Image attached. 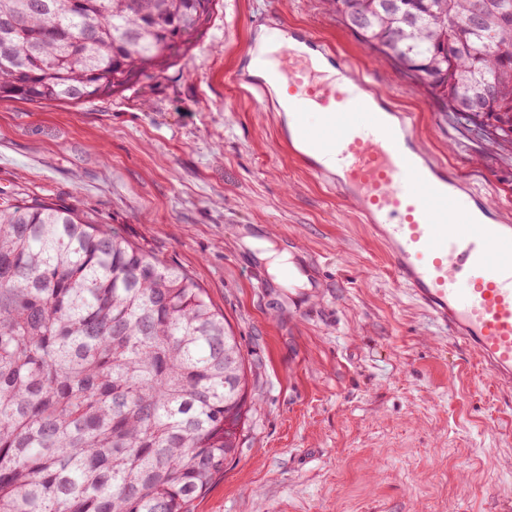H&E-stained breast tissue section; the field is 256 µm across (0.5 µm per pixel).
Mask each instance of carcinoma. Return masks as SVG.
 <instances>
[{
	"instance_id": "cac0c4a2",
	"label": "carcinoma",
	"mask_w": 512,
	"mask_h": 512,
	"mask_svg": "<svg viewBox=\"0 0 512 512\" xmlns=\"http://www.w3.org/2000/svg\"><path fill=\"white\" fill-rule=\"evenodd\" d=\"M331 0L435 93L488 87L512 145V0ZM216 0H0V99L80 103L167 69ZM245 358L186 271L40 199L0 205V512H190L240 449Z\"/></svg>"
}]
</instances>
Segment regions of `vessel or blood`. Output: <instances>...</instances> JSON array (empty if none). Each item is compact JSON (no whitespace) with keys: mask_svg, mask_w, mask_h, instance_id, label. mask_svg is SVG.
<instances>
[{"mask_svg":"<svg viewBox=\"0 0 512 512\" xmlns=\"http://www.w3.org/2000/svg\"><path fill=\"white\" fill-rule=\"evenodd\" d=\"M307 57L283 50L294 97L277 129L309 173L335 185L386 248L398 283L449 339L473 350L512 387V218L488 194L420 149L412 113L353 78H316ZM335 158V169L323 161Z\"/></svg>","mask_w":512,"mask_h":512,"instance_id":"b4317fda","label":"vessel or blood"}]
</instances>
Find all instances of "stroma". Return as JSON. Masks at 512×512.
Segmentation results:
<instances>
[{
    "mask_svg": "<svg viewBox=\"0 0 512 512\" xmlns=\"http://www.w3.org/2000/svg\"><path fill=\"white\" fill-rule=\"evenodd\" d=\"M309 29L421 147L512 205V157L381 64L328 0H219L165 74L87 102L0 101V202H77L93 223L183 269L244 353L236 459L192 512H512V389L394 279L334 187L279 137L275 108L225 79L260 29ZM309 269L276 284L247 238Z\"/></svg>",
    "mask_w": 512,
    "mask_h": 512,
    "instance_id": "stroma-1",
    "label": "stroma"
}]
</instances>
